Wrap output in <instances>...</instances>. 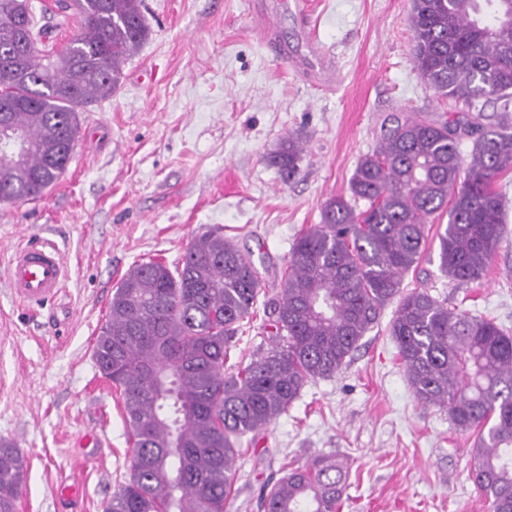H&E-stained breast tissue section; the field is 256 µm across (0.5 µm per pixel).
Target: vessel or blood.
Returning <instances> with one entry per match:
<instances>
[{
  "label": "vessel or blood",
  "mask_w": 512,
  "mask_h": 512,
  "mask_svg": "<svg viewBox=\"0 0 512 512\" xmlns=\"http://www.w3.org/2000/svg\"><path fill=\"white\" fill-rule=\"evenodd\" d=\"M64 278L63 261L56 249L48 245L20 246L10 261L9 286L24 302L40 304L53 298Z\"/></svg>",
  "instance_id": "b4317fda"
}]
</instances>
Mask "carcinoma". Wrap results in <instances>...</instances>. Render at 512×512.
<instances>
[{
    "label": "carcinoma",
    "mask_w": 512,
    "mask_h": 512,
    "mask_svg": "<svg viewBox=\"0 0 512 512\" xmlns=\"http://www.w3.org/2000/svg\"><path fill=\"white\" fill-rule=\"evenodd\" d=\"M0 0V50L29 34L21 73L0 66L4 119L28 148L0 155V200L39 197L65 172L80 133L78 112L112 96L123 61L149 28L142 0H73L81 29L42 62L49 38L27 3ZM412 62L442 96L473 109L512 103V0H412ZM473 138L469 157L458 142ZM302 145L290 135L278 164L297 173ZM512 167V133L475 120L394 121L333 197L321 223L301 233L286 261L280 298L268 302L269 347L231 373L224 363L241 323L254 316L263 277L250 252L224 235L194 237L181 265L158 258L119 281L94 354L119 392L133 443L129 480L104 512H227L241 439L264 430L305 384L347 363L381 311L398 300L390 333L413 394L448 409L477 432L469 478L490 512H512V336L493 320L448 308L425 291L403 293L428 224L448 210L439 269L458 285L480 280L507 233L495 189ZM364 201L367 207L357 209ZM348 467L333 454L291 468L260 497L261 512H336ZM25 484L23 453L0 441V512H15Z\"/></svg>",
    "instance_id": "cac0c4a2"
}]
</instances>
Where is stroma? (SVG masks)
Returning <instances> with one entry per match:
<instances>
[{"mask_svg": "<svg viewBox=\"0 0 512 512\" xmlns=\"http://www.w3.org/2000/svg\"><path fill=\"white\" fill-rule=\"evenodd\" d=\"M306 2L302 15L294 0H144L149 37L112 97L80 113L64 174L37 198L0 202V440L24 454L16 512H103L128 477L129 428L94 341L134 263L175 266L192 238L217 230L261 261L265 295L278 296L296 237L348 195L393 118L462 112L411 62V0ZM29 3L54 49L81 27L55 0ZM269 17L277 52L259 32ZM291 135L303 154L287 179L274 155ZM499 189L508 234L485 275L464 286L441 275L443 214L404 285L512 333V170ZM33 242L56 246L66 268L36 309L8 285L12 248ZM394 311L336 375L309 381L287 414L243 438L229 512H260L264 486L322 453L350 464L339 512H488L468 478L475 433L412 393Z\"/></svg>", "mask_w": 512, "mask_h": 512, "instance_id": "1", "label": "stroma"}]
</instances>
